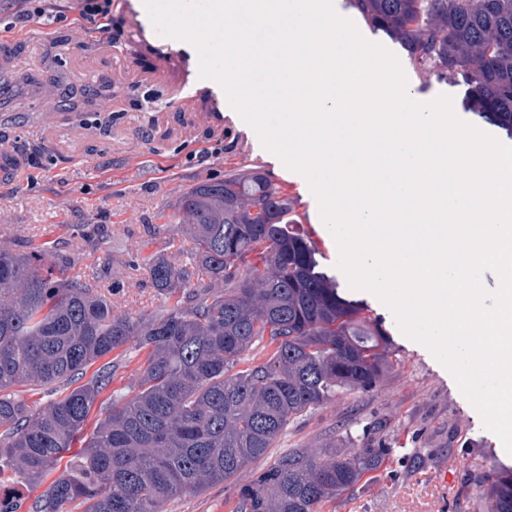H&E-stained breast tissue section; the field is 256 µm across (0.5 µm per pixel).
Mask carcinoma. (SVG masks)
Wrapping results in <instances>:
<instances>
[{"mask_svg": "<svg viewBox=\"0 0 512 512\" xmlns=\"http://www.w3.org/2000/svg\"><path fill=\"white\" fill-rule=\"evenodd\" d=\"M408 54L427 81L460 80L467 107L512 138V0H346ZM100 91L68 100L100 107ZM176 228L186 259H145L170 308L116 314L96 275L69 276L71 256L0 242V512H20L18 485L51 482L28 512H166L175 496L238 486L234 512H322L384 465L388 449L295 448L253 480L298 415L373 387L388 367L386 334L319 268L295 201L257 166L180 192ZM134 342L146 351L127 394L89 416L112 383L110 360L91 379L34 408L19 385L71 383ZM257 342L269 358L244 368ZM80 448H75V445ZM74 462L62 464L67 454ZM489 512H512V469L476 484Z\"/></svg>", "mask_w": 512, "mask_h": 512, "instance_id": "obj_1", "label": "carcinoma"}]
</instances>
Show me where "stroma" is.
Returning <instances> with one entry per match:
<instances>
[{
  "label": "stroma",
  "mask_w": 512,
  "mask_h": 512,
  "mask_svg": "<svg viewBox=\"0 0 512 512\" xmlns=\"http://www.w3.org/2000/svg\"><path fill=\"white\" fill-rule=\"evenodd\" d=\"M67 20L31 16L22 0L0 8V27L24 29L27 42L18 50L17 70L39 66L59 75L64 87L81 89L72 74L73 55L90 56L104 37L112 39L106 62L119 83L105 108L84 118V134L71 139L73 117L44 135L43 106L16 83L11 102L0 110V142L16 151V174L0 172V239L17 251L37 247L48 253L79 248L71 275L97 273L113 289L115 313L162 312L165 303L151 286L144 266L152 254H178L188 244L175 231L156 232L161 215L174 211L181 190L205 179L256 165L276 178L294 198L325 249L319 261L340 292L361 303L390 341L391 365L373 389L342 395L291 421L271 455L291 448H356L361 439L388 448V460L324 512H478L472 498L479 475L512 468V454L485 429L480 414L459 390L451 373L422 344L406 337L392 312L372 293L351 289L337 267L338 248L320 217L307 180L279 165L255 131L230 104H223V130L201 124L198 113L172 104L168 85L147 81L148 57L138 46L120 11H113L110 32L95 26L76 28L75 0H66ZM373 43L389 47L404 66L408 90L417 101L450 96L462 120L498 140L506 135L461 105L464 86L424 83L406 52L383 32L359 28ZM153 131L140 169L126 171L123 158L128 131ZM235 487L221 484L203 494L173 498L168 512H233Z\"/></svg>",
  "instance_id": "stroma-1"
}]
</instances>
